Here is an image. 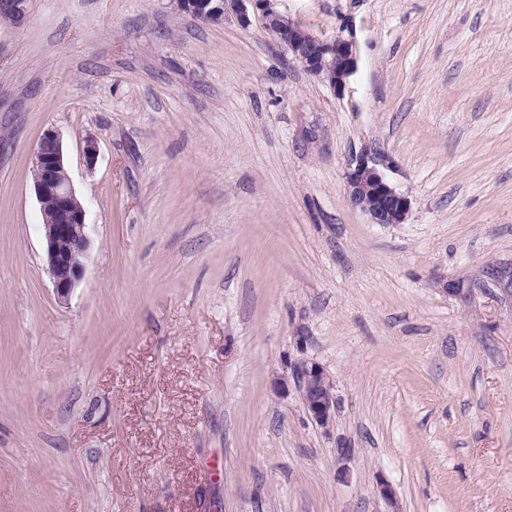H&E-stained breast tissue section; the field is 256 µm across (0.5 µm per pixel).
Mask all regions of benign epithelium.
<instances>
[{
	"label": "benign epithelium",
	"mask_w": 512,
	"mask_h": 512,
	"mask_svg": "<svg viewBox=\"0 0 512 512\" xmlns=\"http://www.w3.org/2000/svg\"><path fill=\"white\" fill-rule=\"evenodd\" d=\"M25 0H0V17L17 21L23 14ZM177 8L201 19L220 23L232 13L245 26L249 13L262 14L266 28L294 59L313 76L327 81L337 96H342L349 78L357 70V50L353 36L338 34L320 39L292 22L277 8L278 0H224L212 7L210 0H175ZM34 189L40 203L47 270L53 290L60 300H67L85 270L90 244V229L85 208L77 197L68 173L59 135L46 131L32 158ZM347 193L351 204L368 216L373 224H402L409 210L408 197L393 187L378 163L360 157L346 173ZM274 385L286 395L293 386L309 417L323 429L336 419L338 399L332 376L317 361L301 357L286 366ZM376 495L399 512L395 493L386 481L377 484Z\"/></svg>",
	"instance_id": "obj_1"
}]
</instances>
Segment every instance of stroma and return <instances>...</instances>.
<instances>
[{
  "instance_id": "35a3bbf8",
  "label": "stroma",
  "mask_w": 512,
  "mask_h": 512,
  "mask_svg": "<svg viewBox=\"0 0 512 512\" xmlns=\"http://www.w3.org/2000/svg\"><path fill=\"white\" fill-rule=\"evenodd\" d=\"M278 8L353 26L343 95L256 12L0 18V512H386L382 480L400 512H512V0ZM49 130L91 232L65 301ZM364 154L404 223L351 205ZM302 356L336 383L329 430L273 386ZM34 189L40 203L47 270L59 300H67L85 270L90 229L85 208L68 173L62 141L52 130L32 158Z\"/></svg>"
}]
</instances>
